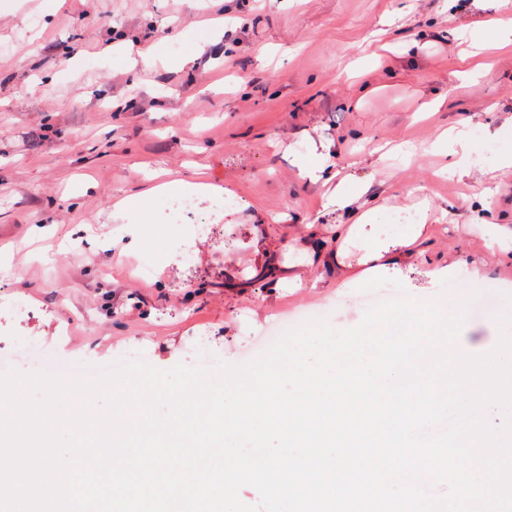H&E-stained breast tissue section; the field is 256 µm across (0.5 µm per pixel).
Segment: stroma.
Returning a JSON list of instances; mask_svg holds the SVG:
<instances>
[{
    "instance_id": "obj_1",
    "label": "stroma",
    "mask_w": 512,
    "mask_h": 512,
    "mask_svg": "<svg viewBox=\"0 0 512 512\" xmlns=\"http://www.w3.org/2000/svg\"><path fill=\"white\" fill-rule=\"evenodd\" d=\"M505 16L512 0H0V350L57 346L67 327L61 362L137 349L193 367L204 338L214 363L238 365L277 316L358 326L375 273L336 242L351 218L333 184L299 175L325 152L387 206L432 215L422 255L383 277L419 301L446 278L480 290L458 346L498 335L512 256L490 255L483 227L512 224V168L486 172L483 157L512 150V51L486 50L478 79L456 73L468 39ZM149 47L160 65L137 64ZM452 126L474 144L463 179L438 178L453 158L430 150ZM177 178L229 189L198 200L209 233L145 197Z\"/></svg>"
}]
</instances>
